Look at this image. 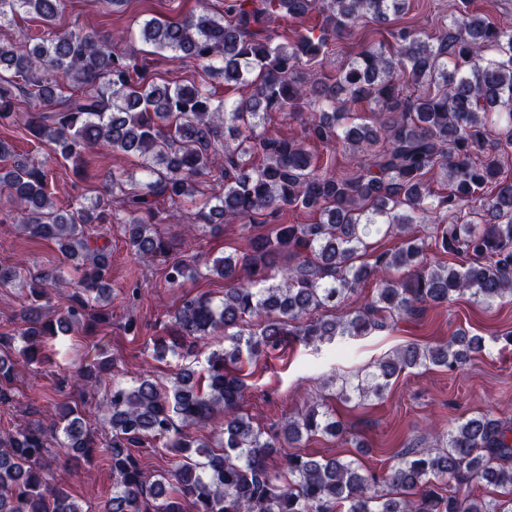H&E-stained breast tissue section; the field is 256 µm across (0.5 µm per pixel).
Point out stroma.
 I'll return each mask as SVG.
<instances>
[{"label": "stroma", "mask_w": 512, "mask_h": 512, "mask_svg": "<svg viewBox=\"0 0 512 512\" xmlns=\"http://www.w3.org/2000/svg\"><path fill=\"white\" fill-rule=\"evenodd\" d=\"M456 0H411L401 16L426 35H434L447 25ZM222 14L224 0H66L60 24L64 27L93 29L103 35L128 34L127 48L142 51L139 28L144 20L156 17H183L201 9ZM383 32L372 21H365L355 33L338 41L314 68L319 77L335 78L338 70L362 46L382 40ZM156 69L173 84L209 80L225 98L247 97L248 87L225 89L219 76H204L190 63L158 58ZM0 140L9 142L15 153L44 165L48 192L61 210L90 204L112 175L142 179L140 160L131 155L94 149L86 156L83 177H75L69 163L57 159L51 149L28 140L12 126H0ZM15 206L7 194H0V262L25 260L49 271H61L65 278L74 272L57 246L22 233L10 215ZM187 217L158 225L160 235L170 244L166 259L144 267L132 254L123 225L105 227L91 224L88 236H104L112 254V294L108 302L109 324L97 331L75 330L63 340H48L44 352L47 364L35 366L31 373L15 380L12 403L0 404V432L24 424L30 409L41 417L54 415L57 406L79 403L88 427L102 429L103 416L95 401H82L78 387L61 385L60 378L72 375L94 360H113L118 378L132 383L140 373L150 372L163 383H170L181 367L182 358L167 353L156 358L155 337L164 335L174 311L184 295H205L220 300L224 296L223 278L201 272L185 279L180 287L165 281L167 261L192 264L211 263L214 258L234 251H246L248 242L239 221L225 222L222 230L198 232L187 237L183 226ZM136 295H129V288ZM465 328L485 338L486 349L467 365L456 370L432 367L403 373L383 398L342 402L332 395L327 382L331 377H351L372 370L375 363L408 343L436 345L446 342L457 329ZM512 330V300L486 304L462 296L448 305L427 309L412 319H401L389 329L368 336L343 338L331 343L287 345L279 356L254 368L247 377L242 410L265 431H275L285 415L300 411L306 402L325 396L352 438L344 444L326 436H315L298 445L299 453L357 460L362 468H386L400 448L416 445L432 447L436 437L468 417L488 413L512 420V343L502 340ZM57 481L64 485L84 512H103L112 494V472L106 460L97 457L78 470L54 465Z\"/></svg>", "instance_id": "35a3bbf8"}]
</instances>
